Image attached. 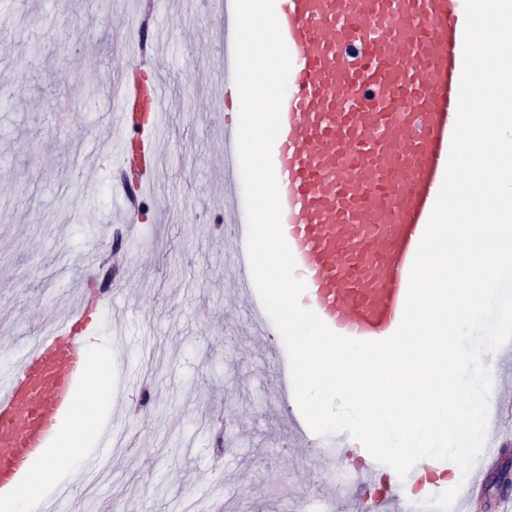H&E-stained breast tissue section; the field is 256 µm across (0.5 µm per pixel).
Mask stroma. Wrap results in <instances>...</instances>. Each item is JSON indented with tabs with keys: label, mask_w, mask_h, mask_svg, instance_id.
Masks as SVG:
<instances>
[{
	"label": "stroma",
	"mask_w": 512,
	"mask_h": 512,
	"mask_svg": "<svg viewBox=\"0 0 512 512\" xmlns=\"http://www.w3.org/2000/svg\"><path fill=\"white\" fill-rule=\"evenodd\" d=\"M0 0V359L47 331L89 274L112 265V245L133 256L111 319L125 345L112 351V393L139 384L116 422L124 445L97 475L70 469L72 502L86 512L123 499L135 512H346L326 503L317 449L280 433L274 365L244 325L227 286L220 209L222 74L214 62L219 0ZM146 30L139 61L170 86L160 145L167 163L154 205L134 226L117 221L121 171L100 155L112 138L117 44ZM512 496V446L487 470L476 512Z\"/></svg>",
	"instance_id": "1"
}]
</instances>
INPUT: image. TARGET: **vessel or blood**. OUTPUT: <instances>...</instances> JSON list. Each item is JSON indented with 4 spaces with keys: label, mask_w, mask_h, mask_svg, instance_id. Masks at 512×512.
Returning <instances> with one entry per match:
<instances>
[{
    "label": "vessel or blood",
    "mask_w": 512,
    "mask_h": 512,
    "mask_svg": "<svg viewBox=\"0 0 512 512\" xmlns=\"http://www.w3.org/2000/svg\"><path fill=\"white\" fill-rule=\"evenodd\" d=\"M220 5L215 38L224 91V240L233 292L250 332L263 340L277 329L249 268L233 0ZM275 8L292 65L271 157L283 234L306 285L301 303L338 334L382 340L401 322L412 263L446 172L462 75L464 0H276ZM112 81L119 91L112 151L133 173L126 196L140 200L161 164L167 84L138 73L131 61ZM111 299L105 289L84 295L75 310L0 368V499L29 486L33 464L72 418L78 390L90 383L81 330L91 308L110 306ZM270 354L293 443L318 448L326 466L342 462L344 439L311 431L294 397L287 354L278 348ZM118 441L114 422L104 420L82 470L100 472ZM498 451L497 441L487 442L468 480L448 487L423 483L409 471L403 483L417 487V494L384 496L374 508L429 512L449 503L453 512H473L482 462ZM71 498L64 481L40 489L38 512H66Z\"/></svg>",
    "instance_id": "vessel-or-blood-1"
}]
</instances>
